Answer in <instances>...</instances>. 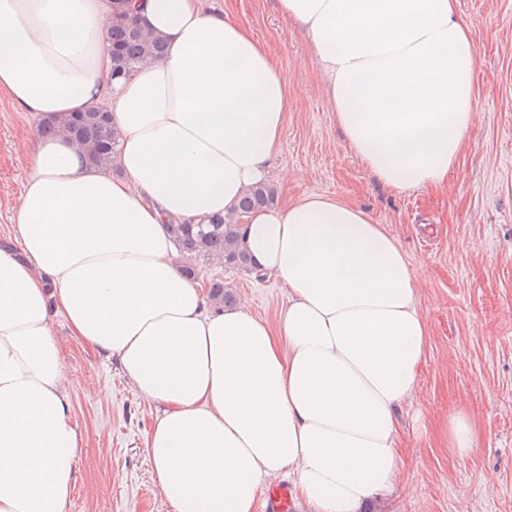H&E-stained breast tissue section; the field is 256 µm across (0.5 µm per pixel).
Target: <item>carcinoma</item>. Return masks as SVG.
<instances>
[{
  "label": "carcinoma",
  "mask_w": 512,
  "mask_h": 512,
  "mask_svg": "<svg viewBox=\"0 0 512 512\" xmlns=\"http://www.w3.org/2000/svg\"><path fill=\"white\" fill-rule=\"evenodd\" d=\"M107 34L112 44L115 72L122 76H128L138 66L160 60L164 56L163 42L145 37L141 29L125 15L108 22ZM66 129L73 139L85 147L91 162L100 164L114 156L117 142L109 125L108 113L95 110L74 115L68 121ZM276 203V189L262 183L245 191L239 210L245 213L268 208ZM175 232L180 252L185 257L182 269L187 277L198 278L202 265L214 259L249 274L254 273V263L239 233L236 215L230 214L209 224H178ZM208 295L219 306H230L236 300L220 279L210 280Z\"/></svg>",
  "instance_id": "cac0c4a2"
}]
</instances>
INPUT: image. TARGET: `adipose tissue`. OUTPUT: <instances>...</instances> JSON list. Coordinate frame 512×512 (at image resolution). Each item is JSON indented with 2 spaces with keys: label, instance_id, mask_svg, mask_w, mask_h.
Returning <instances> with one entry per match:
<instances>
[{
  "label": "adipose tissue",
  "instance_id": "adipose-tissue-1",
  "mask_svg": "<svg viewBox=\"0 0 512 512\" xmlns=\"http://www.w3.org/2000/svg\"><path fill=\"white\" fill-rule=\"evenodd\" d=\"M162 60L112 71L118 0H0V95L35 126L0 243V512H65L82 437L52 321L116 361L154 408L152 480L173 512H253L289 473L309 512H363L401 478L399 411L428 346L398 240L359 206L306 195L243 215L288 303L276 322L212 307L173 227L235 210L266 181L288 113L269 47L231 9L134 0ZM306 38L347 146L399 192L438 188L475 125L474 44L458 0H278ZM98 108L118 140L86 161L65 130ZM479 448L465 405L439 426Z\"/></svg>",
  "mask_w": 512,
  "mask_h": 512
}]
</instances>
